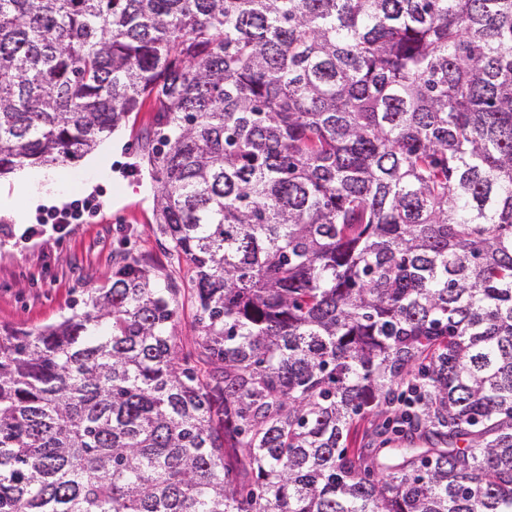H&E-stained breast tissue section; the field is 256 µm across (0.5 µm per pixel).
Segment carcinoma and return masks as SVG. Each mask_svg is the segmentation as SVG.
<instances>
[{
  "label": "carcinoma",
  "mask_w": 512,
  "mask_h": 512,
  "mask_svg": "<svg viewBox=\"0 0 512 512\" xmlns=\"http://www.w3.org/2000/svg\"><path fill=\"white\" fill-rule=\"evenodd\" d=\"M147 98L201 341L1 330L0 512H512V0H0V176Z\"/></svg>",
  "instance_id": "1"
}]
</instances>
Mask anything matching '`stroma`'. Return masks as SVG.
<instances>
[{"label": "stroma", "instance_id": "stroma-1", "mask_svg": "<svg viewBox=\"0 0 512 512\" xmlns=\"http://www.w3.org/2000/svg\"><path fill=\"white\" fill-rule=\"evenodd\" d=\"M155 131L151 104L131 113L90 155L51 168L62 193L33 210L0 206V329L38 331L83 312L88 291L107 286L118 259L146 263L159 285L186 288L185 260L156 224V189L138 148ZM97 167H90V160ZM100 201L98 216L20 243L24 228L77 199Z\"/></svg>", "mask_w": 512, "mask_h": 512}]
</instances>
